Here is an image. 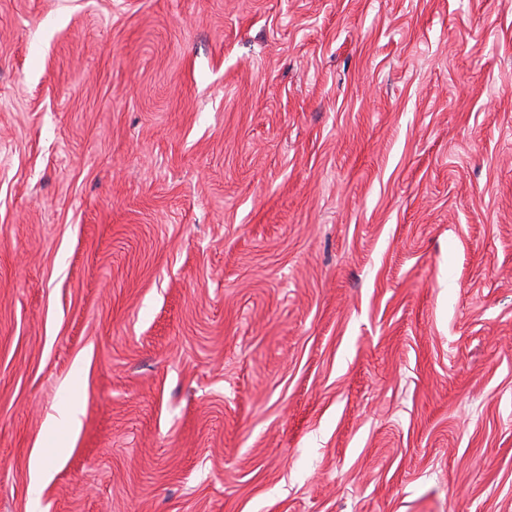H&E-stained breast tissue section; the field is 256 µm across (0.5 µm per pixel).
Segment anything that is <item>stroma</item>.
Here are the masks:
<instances>
[{
  "label": "stroma",
  "instance_id": "stroma-1",
  "mask_svg": "<svg viewBox=\"0 0 512 512\" xmlns=\"http://www.w3.org/2000/svg\"><path fill=\"white\" fill-rule=\"evenodd\" d=\"M0 512H512V0H0ZM80 425L78 410L74 405H61L56 409V414L50 419V426L54 431L68 434L74 433Z\"/></svg>",
  "mask_w": 512,
  "mask_h": 512
}]
</instances>
